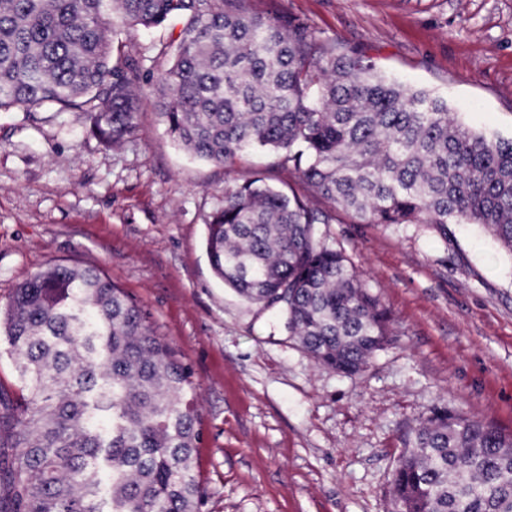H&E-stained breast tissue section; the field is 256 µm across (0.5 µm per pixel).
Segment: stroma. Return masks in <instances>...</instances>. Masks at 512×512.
Wrapping results in <instances>:
<instances>
[{"label": "stroma", "mask_w": 512, "mask_h": 512, "mask_svg": "<svg viewBox=\"0 0 512 512\" xmlns=\"http://www.w3.org/2000/svg\"><path fill=\"white\" fill-rule=\"evenodd\" d=\"M357 47L379 71L512 137V0H253ZM267 156L204 162L144 98L134 138L102 142L86 115L0 111V305L53 264L92 265L190 369L199 512H397L406 433L448 408L512 432V254L476 224L323 225L387 308L392 338L360 372L322 365L274 310L224 287L206 225L225 187Z\"/></svg>", "instance_id": "obj_1"}]
</instances>
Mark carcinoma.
<instances>
[{
    "label": "carcinoma",
    "instance_id": "obj_1",
    "mask_svg": "<svg viewBox=\"0 0 512 512\" xmlns=\"http://www.w3.org/2000/svg\"><path fill=\"white\" fill-rule=\"evenodd\" d=\"M171 21L181 28L159 42L170 62L155 94L170 136L217 165L263 151L318 198L255 172L224 189L206 252L220 281L276 309L319 362L357 373L390 336L388 311L323 241L338 212L478 224L512 254V138L250 0H0V110L77 108L103 142L127 141L148 80L114 37ZM0 332L23 392L0 396V512H195L191 373L121 288L94 266H48L16 287ZM393 494L400 512H512V433L432 411Z\"/></svg>",
    "mask_w": 512,
    "mask_h": 512
}]
</instances>
